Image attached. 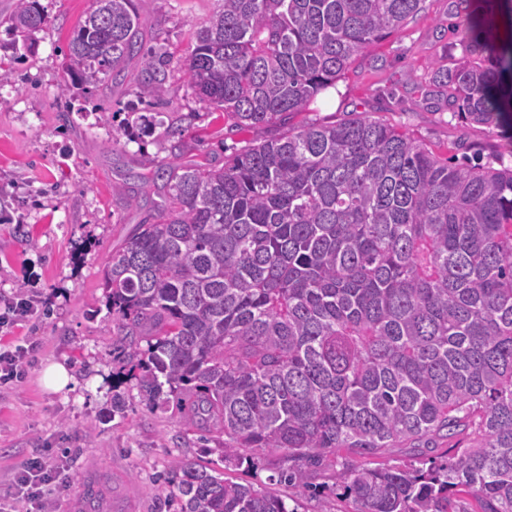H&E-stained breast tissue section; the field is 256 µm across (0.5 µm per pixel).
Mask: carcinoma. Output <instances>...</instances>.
Segmentation results:
<instances>
[{"instance_id":"1","label":"carcinoma","mask_w":512,"mask_h":512,"mask_svg":"<svg viewBox=\"0 0 512 512\" xmlns=\"http://www.w3.org/2000/svg\"><path fill=\"white\" fill-rule=\"evenodd\" d=\"M185 67L195 96L235 126L287 131L219 166L156 163L164 204L104 259L116 341L148 406L173 402L238 467L271 451L299 496L308 466L465 430L472 446L428 470L345 466L357 512H448L452 497L512 512V168L446 164L368 117L289 125L425 0H219ZM476 35L433 70L466 123L512 128V0H478ZM14 26L46 18L16 0ZM133 0H94L69 40L71 79H117L145 54ZM174 512H298L188 459Z\"/></svg>"}]
</instances>
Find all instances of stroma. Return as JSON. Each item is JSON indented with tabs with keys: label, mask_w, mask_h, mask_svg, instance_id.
Listing matches in <instances>:
<instances>
[{
	"label": "stroma",
	"mask_w": 512,
	"mask_h": 512,
	"mask_svg": "<svg viewBox=\"0 0 512 512\" xmlns=\"http://www.w3.org/2000/svg\"><path fill=\"white\" fill-rule=\"evenodd\" d=\"M146 23L144 49L168 56L166 96L147 98L142 63L132 60L121 76L96 85L68 82L70 35L92 0H37L47 16L42 30L12 28L14 0H0V301L22 292L36 311L0 330V350L29 348L22 379L0 387V496L28 459H65L67 481L50 496L53 512H68L83 485L106 483L111 512H170L168 487L159 474L189 457L228 477L298 502L299 512H356L342 494L334 468L309 473L310 493L277 483L285 463L267 454L257 469H225L218 448L204 449L200 434L186 427L175 408L150 410L128 365L114 360L116 329L103 302L102 263L124 245L137 224L161 201L160 187L145 185L141 154L174 158L181 128L187 159L223 164L278 128H240L199 102L184 64L194 32L217 0H135ZM466 23L460 0H426L424 11L400 32L359 57L335 88L319 95L293 124H334L370 116L411 133L441 159L482 166L499 158L512 166V141L495 126L458 120L447 88L434 84V68L460 57ZM163 124H137L134 139H114L132 114ZM68 366L74 383L52 393L41 382L43 367ZM126 407L112 409L113 394ZM97 437L88 440L87 427ZM468 434L437 441L414 453L385 448L374 455L344 450L337 465L421 466L424 460L455 462L469 447Z\"/></svg>",
	"instance_id": "obj_1"
}]
</instances>
